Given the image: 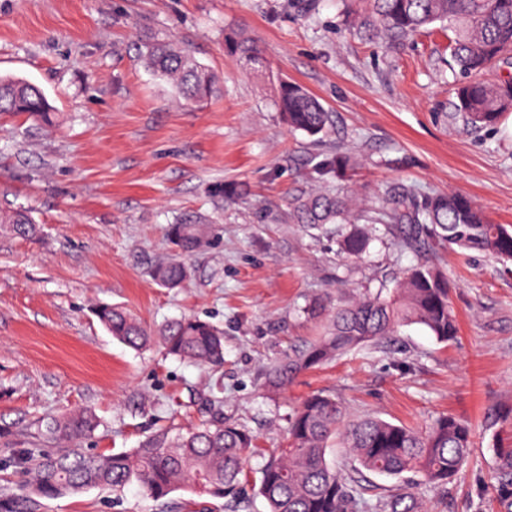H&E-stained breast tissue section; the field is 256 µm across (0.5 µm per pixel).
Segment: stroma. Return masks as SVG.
Returning <instances> with one entry per match:
<instances>
[{
  "mask_svg": "<svg viewBox=\"0 0 512 512\" xmlns=\"http://www.w3.org/2000/svg\"><path fill=\"white\" fill-rule=\"evenodd\" d=\"M365 0H0V75L38 85L55 127L0 115V210L28 211L38 231L0 229V499L23 480L19 450L41 448L45 421L83 407L101 424L97 452L135 447L153 431L212 417L249 431L267 452L287 443L292 409L323 390L350 418L417 429L439 416L475 432L467 463L446 484L380 477L337 455L357 489L355 512H381L409 492L424 512H512L495 453L512 442V263L431 240L406 243L379 224L360 259L340 253L345 225L288 221L296 194L355 188L363 209L402 193L469 197L512 226V112L474 128L457 114L459 81L438 29L390 47L350 30ZM241 32L265 73L226 52ZM189 48L219 84L198 106L141 59L148 40ZM295 81L332 112L322 143L289 131L274 76ZM336 152L357 164L344 180L316 164ZM200 216L205 243L188 281L167 288L152 269L177 256L168 229ZM445 272L460 326L451 343L424 329L367 344L269 386V370L318 339L335 303L393 287L410 266ZM120 305L157 327L181 316L224 330L220 368L159 346L134 350L94 310ZM36 512H265L262 498L229 502L187 491L154 500L90 489L41 500Z\"/></svg>",
  "mask_w": 512,
  "mask_h": 512,
  "instance_id": "obj_1",
  "label": "stroma"
}]
</instances>
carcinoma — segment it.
Masks as SVG:
<instances>
[{"instance_id": "carcinoma-1", "label": "carcinoma", "mask_w": 512, "mask_h": 512, "mask_svg": "<svg viewBox=\"0 0 512 512\" xmlns=\"http://www.w3.org/2000/svg\"><path fill=\"white\" fill-rule=\"evenodd\" d=\"M366 12L354 19L367 40L387 45L404 42L430 25L452 33L450 56L463 78L456 91L455 109L474 128L495 125L512 111V80H484L494 63L512 64V0H368ZM231 52L253 64L262 63V52L251 39L231 33L225 37ZM145 66L174 87L183 101L199 104L217 89V77L187 51L169 42L147 44ZM276 108L288 127L309 137H322L332 115L301 85L281 79ZM0 114L24 115L48 122L51 107L36 84L18 77H0ZM355 165L353 157L332 154L319 169L340 178ZM374 213L391 224L414 226V243L437 239L459 247L512 261V229L491 223L469 198L453 193L409 194L395 208L382 196ZM295 224H348L338 241L339 251L359 259L373 240L370 224L355 213L353 197L344 193H303L290 202ZM0 224L29 236L36 232L22 211H0ZM207 227L185 220L170 227L177 250L188 255L201 246ZM188 267L179 260L158 266L153 276L168 288L188 278ZM450 284L439 270L416 266L403 273L394 288L365 292L358 299L338 305L331 312L326 333L318 341L272 368L269 384L279 388L302 371L322 365L352 349L396 335L399 329L420 326L437 341L457 338L458 323L449 302ZM95 314L106 330L132 349L153 342L166 352L198 364L224 363V330L196 317L171 320L157 330L147 328L128 309L100 306ZM342 403L324 391L305 397L288 418V443L277 449L260 468L255 492L267 512H354L356 491L329 460V442L338 437L343 447L366 471L380 476L418 475L428 484L448 482L468 461L473 448L468 423L446 415L426 431L394 424L379 417L348 422ZM99 426L90 409L50 419L43 437L64 441L55 451L32 448L25 464L30 478L22 481L13 498L0 503V512H32L37 499H55L90 488L114 494L137 486L158 501L187 490L199 497L239 499L248 483L247 467L257 452L253 436L223 421L212 420L194 430L174 433L163 429L139 441L136 447L109 455L89 452L82 443ZM382 512H418L415 497L397 493L382 503Z\"/></svg>"}]
</instances>
